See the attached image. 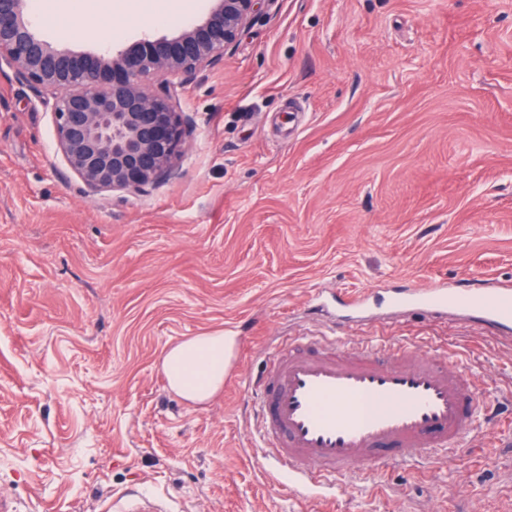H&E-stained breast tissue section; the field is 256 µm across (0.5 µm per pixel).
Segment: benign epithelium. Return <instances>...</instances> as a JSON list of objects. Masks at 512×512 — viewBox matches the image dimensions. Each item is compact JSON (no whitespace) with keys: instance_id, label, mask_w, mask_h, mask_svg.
Instances as JSON below:
<instances>
[{"instance_id":"benign-epithelium-1","label":"benign epithelium","mask_w":512,"mask_h":512,"mask_svg":"<svg viewBox=\"0 0 512 512\" xmlns=\"http://www.w3.org/2000/svg\"><path fill=\"white\" fill-rule=\"evenodd\" d=\"M268 2L212 0L202 21L171 38L146 35L91 55L45 40L27 0H0V64L47 94L57 149L87 188L145 194L174 173L193 131L168 76L220 65Z\"/></svg>"}]
</instances>
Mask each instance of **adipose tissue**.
Wrapping results in <instances>:
<instances>
[{
	"label": "adipose tissue",
	"mask_w": 512,
	"mask_h": 512,
	"mask_svg": "<svg viewBox=\"0 0 512 512\" xmlns=\"http://www.w3.org/2000/svg\"><path fill=\"white\" fill-rule=\"evenodd\" d=\"M40 20L65 38L95 27V15L74 9L72 4L45 0ZM235 337L220 332L180 340L162 358V369L172 392L191 404L209 401L224 385Z\"/></svg>",
	"instance_id": "ef3b65f1"
}]
</instances>
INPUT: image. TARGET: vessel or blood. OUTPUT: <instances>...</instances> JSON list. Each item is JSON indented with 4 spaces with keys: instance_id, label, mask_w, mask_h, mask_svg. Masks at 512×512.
<instances>
[{
    "instance_id": "vessel-or-blood-1",
    "label": "vessel or blood",
    "mask_w": 512,
    "mask_h": 512,
    "mask_svg": "<svg viewBox=\"0 0 512 512\" xmlns=\"http://www.w3.org/2000/svg\"><path fill=\"white\" fill-rule=\"evenodd\" d=\"M390 305L430 313L453 307L497 331L512 330V288L488 280L479 288H418L392 296ZM247 400L263 439L287 464L290 486L304 496L430 448L463 452L479 430L480 411L501 408L446 352L393 363L386 348L355 352L338 336L276 352Z\"/></svg>"
}]
</instances>
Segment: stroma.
I'll use <instances>...</instances> for the list:
<instances>
[{
    "label": "stroma",
    "instance_id": "1",
    "mask_svg": "<svg viewBox=\"0 0 512 512\" xmlns=\"http://www.w3.org/2000/svg\"><path fill=\"white\" fill-rule=\"evenodd\" d=\"M153 0L63 39L77 51L173 36ZM195 130L141 195L90 191L52 114L0 70V486L18 512H512V436L388 466L361 494L301 496L244 388L297 338L447 345L489 398L512 342L455 311H392L446 281L512 285V0H272L219 66L182 82ZM359 307H347L349 299ZM235 336L224 388L171 392L164 351Z\"/></svg>",
    "mask_w": 512,
    "mask_h": 512
}]
</instances>
